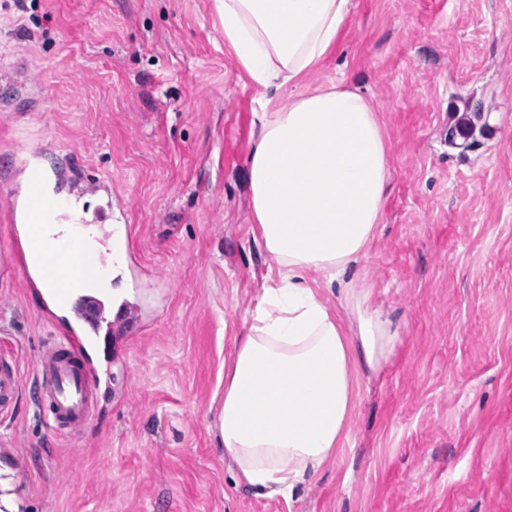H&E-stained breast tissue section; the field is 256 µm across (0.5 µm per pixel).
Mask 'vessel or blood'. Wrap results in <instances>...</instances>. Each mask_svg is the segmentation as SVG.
Here are the masks:
<instances>
[{
    "label": "vessel or blood",
    "mask_w": 512,
    "mask_h": 512,
    "mask_svg": "<svg viewBox=\"0 0 512 512\" xmlns=\"http://www.w3.org/2000/svg\"><path fill=\"white\" fill-rule=\"evenodd\" d=\"M27 208L36 218L25 236L28 251L42 261L40 284L56 307L71 312L74 321L88 332H96L102 301L92 295L100 272L112 261L111 250L93 254L69 246L43 247L38 224L50 215L51 204L42 195L38 179H31ZM40 386V401L52 418V427L70 439L81 436L84 426L95 416L97 386L101 373L85 356L84 347L71 333L46 338L34 364ZM23 377L14 359L0 356V413L12 410L21 394Z\"/></svg>",
    "instance_id": "1"
}]
</instances>
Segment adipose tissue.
I'll use <instances>...</instances> for the list:
<instances>
[{"mask_svg": "<svg viewBox=\"0 0 512 512\" xmlns=\"http://www.w3.org/2000/svg\"><path fill=\"white\" fill-rule=\"evenodd\" d=\"M213 4L225 47L275 103L248 166L255 235L272 263L224 373L219 434L241 482L288 500L349 444L358 369L379 373L400 339L355 272L383 220L390 154L358 90L285 91L325 60L352 0ZM39 172L56 214L45 238L96 250L82 202L57 190L47 167Z\"/></svg>", "mask_w": 512, "mask_h": 512, "instance_id": "obj_1", "label": "adipose tissue"}]
</instances>
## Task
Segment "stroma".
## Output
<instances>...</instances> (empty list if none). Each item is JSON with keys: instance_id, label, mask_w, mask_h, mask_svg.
Wrapping results in <instances>:
<instances>
[{"instance_id": "obj_1", "label": "stroma", "mask_w": 512, "mask_h": 512, "mask_svg": "<svg viewBox=\"0 0 512 512\" xmlns=\"http://www.w3.org/2000/svg\"><path fill=\"white\" fill-rule=\"evenodd\" d=\"M345 81L383 120V222L359 273L401 323L359 377L351 441L292 501L236 484L214 415L271 262L248 159L266 110L212 0H0V416L18 512H512V0H353L306 85ZM472 136L449 139L474 109ZM135 225L111 382L79 441L32 362L65 329L23 272L11 218L31 160ZM23 377L13 358L0 356V413H9L21 394Z\"/></svg>"}]
</instances>
